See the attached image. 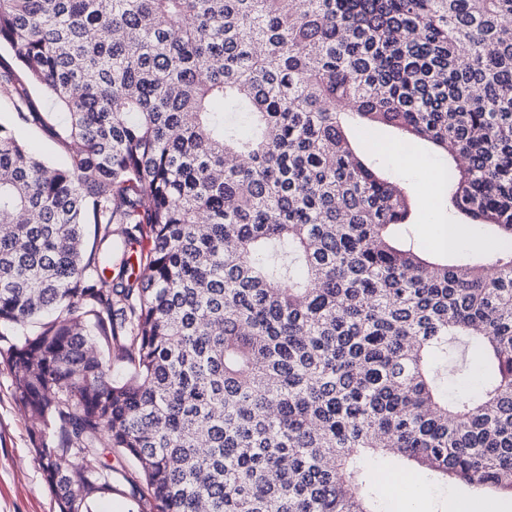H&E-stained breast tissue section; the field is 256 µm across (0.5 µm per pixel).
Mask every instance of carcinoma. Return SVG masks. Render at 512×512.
<instances>
[{
    "instance_id": "obj_1",
    "label": "carcinoma",
    "mask_w": 512,
    "mask_h": 512,
    "mask_svg": "<svg viewBox=\"0 0 512 512\" xmlns=\"http://www.w3.org/2000/svg\"><path fill=\"white\" fill-rule=\"evenodd\" d=\"M512 0H0V364L58 512H383L388 460L512 495ZM346 101L350 110H336ZM377 126L493 247L396 236ZM130 366L111 374L112 351ZM477 390L448 397L447 380ZM18 132L22 139L28 142L50 164L60 165L66 160L64 150L57 145L50 133L38 124L21 123ZM104 461L112 463L113 483L116 490L112 495L101 499L94 510L96 512H141L136 501L131 495L130 487L124 479L128 472H134L137 469L136 464L129 458L123 456L118 451L112 449V457L107 455Z\"/></svg>"
}]
</instances>
